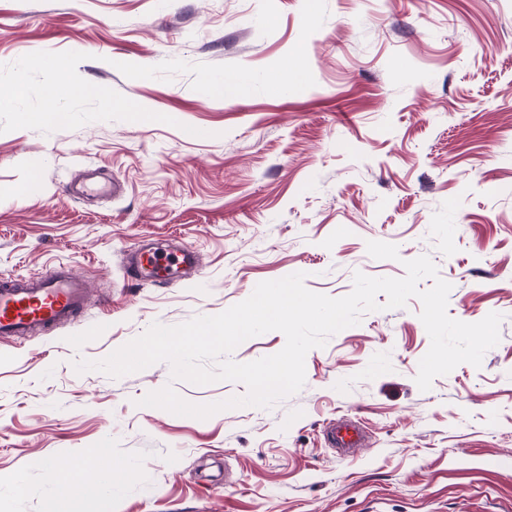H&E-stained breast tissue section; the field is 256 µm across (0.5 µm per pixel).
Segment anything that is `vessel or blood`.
<instances>
[{
  "mask_svg": "<svg viewBox=\"0 0 512 512\" xmlns=\"http://www.w3.org/2000/svg\"><path fill=\"white\" fill-rule=\"evenodd\" d=\"M200 266L195 250L185 246L165 249L151 244L131 253L128 276L150 283L170 284L191 279ZM88 303L86 282L66 270L48 275H16L0 279V336H28L74 319ZM324 438L331 447L348 452L366 443L357 422L339 420L328 424Z\"/></svg>",
  "mask_w": 512,
  "mask_h": 512,
  "instance_id": "1",
  "label": "vessel or blood"
}]
</instances>
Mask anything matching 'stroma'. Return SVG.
Instances as JSON below:
<instances>
[{
  "mask_svg": "<svg viewBox=\"0 0 512 512\" xmlns=\"http://www.w3.org/2000/svg\"><path fill=\"white\" fill-rule=\"evenodd\" d=\"M306 78H264L298 47ZM130 101L66 100L67 125L24 120L47 103L31 62ZM241 80L229 100L206 79ZM0 276L64 266L83 315L0 338V512H48L50 467L112 451L128 482L84 512H512V0H0ZM97 169L121 186L79 198ZM394 244L372 258L367 241ZM182 244L201 268L177 285L127 281L124 257ZM430 256L450 317L502 315L481 366L421 391V303L363 314L305 358L303 389L272 408L200 420L139 406L172 385L208 404L243 384L171 380L167 363L113 379L76 373L152 323L216 315L296 272L334 298L353 275L403 277ZM368 440L342 461L325 425Z\"/></svg>",
  "mask_w": 512,
  "mask_h": 512,
  "instance_id": "1",
  "label": "stroma"
}]
</instances>
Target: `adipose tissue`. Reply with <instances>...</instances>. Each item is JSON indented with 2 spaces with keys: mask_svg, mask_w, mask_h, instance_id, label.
<instances>
[{
  "mask_svg": "<svg viewBox=\"0 0 512 512\" xmlns=\"http://www.w3.org/2000/svg\"><path fill=\"white\" fill-rule=\"evenodd\" d=\"M111 458V449H99L90 462V470L85 473L71 470L63 464L54 466L50 472L51 497H66L71 512H81V505L100 495L105 486L118 485L126 480L125 468L111 465Z\"/></svg>",
  "mask_w": 512,
  "mask_h": 512,
  "instance_id": "obj_1",
  "label": "adipose tissue"
}]
</instances>
